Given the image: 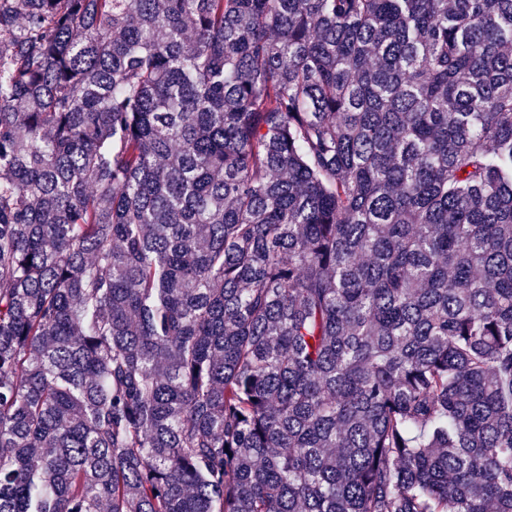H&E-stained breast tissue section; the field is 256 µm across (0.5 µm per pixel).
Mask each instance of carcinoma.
<instances>
[{"instance_id": "1", "label": "carcinoma", "mask_w": 512, "mask_h": 512, "mask_svg": "<svg viewBox=\"0 0 512 512\" xmlns=\"http://www.w3.org/2000/svg\"><path fill=\"white\" fill-rule=\"evenodd\" d=\"M0 512H512V0H0Z\"/></svg>"}]
</instances>
